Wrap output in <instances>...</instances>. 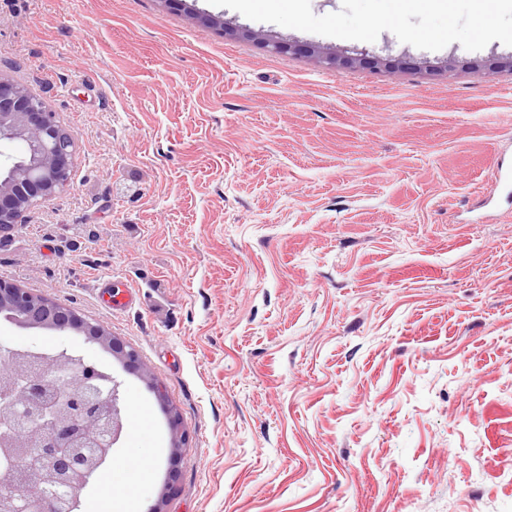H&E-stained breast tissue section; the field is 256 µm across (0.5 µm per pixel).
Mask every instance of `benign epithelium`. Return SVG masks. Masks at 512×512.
Returning a JSON list of instances; mask_svg holds the SVG:
<instances>
[{
    "mask_svg": "<svg viewBox=\"0 0 512 512\" xmlns=\"http://www.w3.org/2000/svg\"><path fill=\"white\" fill-rule=\"evenodd\" d=\"M202 24L243 37L258 34L226 26L224 17L196 14ZM276 52H299L326 68L344 60L317 46L268 41ZM23 150L0 171V236L27 213L66 191L76 145L45 101L0 77V142ZM0 316L22 328L74 332L142 368L138 352L73 307L0 281ZM10 361L0 374V512H78L84 489L103 475L122 433L119 384L66 346L53 352L0 344Z\"/></svg>",
    "mask_w": 512,
    "mask_h": 512,
    "instance_id": "obj_1",
    "label": "benign epithelium"
}]
</instances>
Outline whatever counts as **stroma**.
<instances>
[{"label": "stroma", "mask_w": 512, "mask_h": 512, "mask_svg": "<svg viewBox=\"0 0 512 512\" xmlns=\"http://www.w3.org/2000/svg\"><path fill=\"white\" fill-rule=\"evenodd\" d=\"M265 39L408 59L324 68L174 0H0V77L77 145L72 184L0 238V279L78 309L143 371L81 512H512V54ZM137 293L104 308L98 278ZM167 399L159 401L155 384ZM186 435L174 450L171 417Z\"/></svg>", "instance_id": "stroma-1"}]
</instances>
